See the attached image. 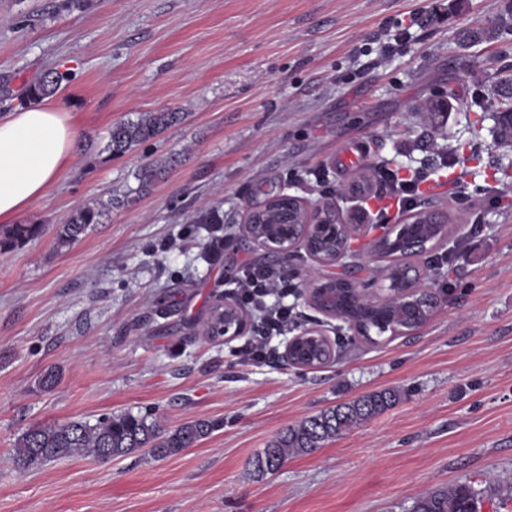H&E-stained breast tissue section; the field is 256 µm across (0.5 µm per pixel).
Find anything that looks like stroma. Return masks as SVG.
Returning a JSON list of instances; mask_svg holds the SVG:
<instances>
[{
  "instance_id": "35a3bbf8",
  "label": "stroma",
  "mask_w": 512,
  "mask_h": 512,
  "mask_svg": "<svg viewBox=\"0 0 512 512\" xmlns=\"http://www.w3.org/2000/svg\"><path fill=\"white\" fill-rule=\"evenodd\" d=\"M507 23L512 0H0V114L55 68L70 78L54 99L79 128L26 215L43 234L0 253V512H410L459 482L477 512H512V142L496 112L471 125L512 65V33L463 39ZM437 100L445 110L428 111ZM164 111L186 119L106 151L115 124ZM166 161L142 187L140 168ZM364 164L433 173L417 205L451 228L409 259L437 309L379 345L307 302L323 269L305 248L280 258L244 227L251 205L284 192L348 221L366 210L356 245L369 248L376 224L405 212L387 194H349ZM108 199L103 224L57 246L75 209ZM245 262L287 270L292 334L321 329L333 360L289 366L279 336L251 364L244 337L203 335ZM385 389L400 399L382 415L255 472L292 425ZM120 411L218 427L163 459L12 461L36 425Z\"/></svg>"
}]
</instances>
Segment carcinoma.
Returning a JSON list of instances; mask_svg holds the SVG:
<instances>
[{
    "label": "carcinoma",
    "instance_id": "cac0c4a2",
    "mask_svg": "<svg viewBox=\"0 0 512 512\" xmlns=\"http://www.w3.org/2000/svg\"><path fill=\"white\" fill-rule=\"evenodd\" d=\"M66 80L67 74L49 69L28 83L25 97L37 100L50 96ZM183 119L182 112H145L135 121L112 127L107 150L112 156L122 155ZM111 209L110 200L78 208L68 223L59 225L56 235L58 245L69 246L82 239L93 226L102 223ZM42 232L41 224H3L0 226V251L31 241ZM348 240L349 234L345 231L338 242L316 244L306 239L304 245L311 253L333 261L340 250L347 248ZM373 247L388 257H398L388 265V272L394 276L404 265L400 258L413 256L412 247L401 250L391 241L377 239ZM315 304L329 308L335 311L337 317L361 324L369 331L375 328L369 308L356 299L339 309L327 303L322 296L315 300ZM434 309L433 300L429 297L409 306L397 303L392 309L393 324L401 330L421 326L430 319ZM223 327L224 303L217 301L209 310L205 334L212 338L220 337ZM397 400L398 393L388 389L309 417L273 440L256 457L255 469L262 473L272 471L292 456L308 454L342 432L383 413ZM214 428L215 424L210 421L196 420L168 429L149 413L132 412L111 413L97 419L94 424L83 420L45 423L27 430L18 438L14 447V462L18 468L26 471L62 458L84 456L104 461L126 457L145 448L155 457H169L203 440ZM411 512H475V492L469 484L457 483L447 490L420 496Z\"/></svg>",
    "mask_w": 512,
    "mask_h": 512
}]
</instances>
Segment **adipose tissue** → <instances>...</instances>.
<instances>
[{"label":"adipose tissue","mask_w":512,"mask_h":512,"mask_svg":"<svg viewBox=\"0 0 512 512\" xmlns=\"http://www.w3.org/2000/svg\"><path fill=\"white\" fill-rule=\"evenodd\" d=\"M78 128L52 99L0 115V223L27 214L72 160Z\"/></svg>","instance_id":"ef3b65f1"}]
</instances>
